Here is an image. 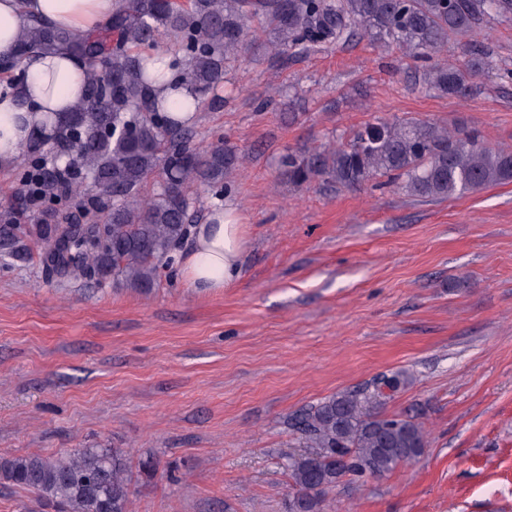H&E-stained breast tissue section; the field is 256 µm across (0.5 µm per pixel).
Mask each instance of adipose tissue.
<instances>
[{
    "mask_svg": "<svg viewBox=\"0 0 512 512\" xmlns=\"http://www.w3.org/2000/svg\"><path fill=\"white\" fill-rule=\"evenodd\" d=\"M116 7L117 0H0V58H15L18 37L32 19L87 33L108 26ZM25 68L20 92L0 96V169L39 136L47 114L70 111L86 94L85 66L66 49L42 51L26 59ZM244 249L241 214L224 204L192 228L180 258L186 286L207 292L234 286Z\"/></svg>",
    "mask_w": 512,
    "mask_h": 512,
    "instance_id": "1",
    "label": "adipose tissue"
}]
</instances>
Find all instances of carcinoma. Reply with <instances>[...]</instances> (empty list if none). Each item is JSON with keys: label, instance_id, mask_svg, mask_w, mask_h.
Listing matches in <instances>:
<instances>
[{"label": "carcinoma", "instance_id": "cac0c4a2", "mask_svg": "<svg viewBox=\"0 0 512 512\" xmlns=\"http://www.w3.org/2000/svg\"><path fill=\"white\" fill-rule=\"evenodd\" d=\"M491 18L512 21V0H121L112 24L93 34L32 20L13 63L65 48L85 64L87 94L63 117H47L51 162L39 163L38 142L18 159L27 169L40 166L36 190L48 201L97 185L95 220L46 209L25 224L5 221L0 249L10 253L22 238H35L51 277L149 288L173 268L198 222L193 193L201 189L224 202L231 175L244 161L224 147L190 145L192 128L176 113L221 108L228 71L251 50L282 57L359 29L371 42L424 62L430 88L459 96L488 72L476 36ZM161 40L169 55L168 86H186L192 94L178 106L154 92L165 76L154 57ZM450 42L467 47L465 64L442 60ZM281 166L297 186L324 181L356 189L373 181L443 200L512 181V150L488 146L473 130L410 117L372 124L344 142L290 151ZM407 381L406 373L394 372L290 416L306 448L284 463L297 489L290 512H321L345 477L383 476L423 453L422 424L383 411ZM129 469L123 448H77L65 455L1 457L0 484L28 489L58 512H130Z\"/></svg>", "mask_w": 512, "mask_h": 512}]
</instances>
